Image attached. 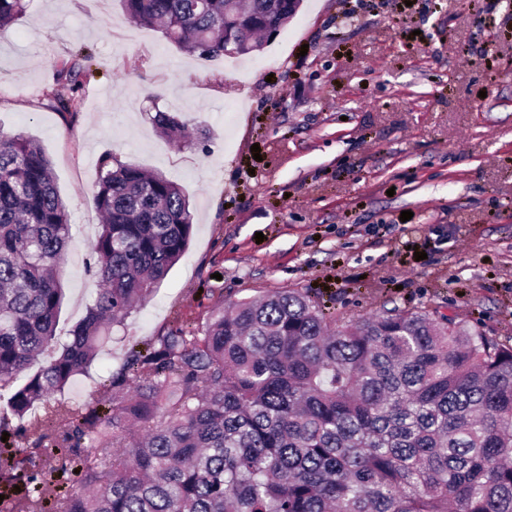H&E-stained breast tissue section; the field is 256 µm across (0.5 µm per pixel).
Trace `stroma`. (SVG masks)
I'll use <instances>...</instances> for the list:
<instances>
[{
  "mask_svg": "<svg viewBox=\"0 0 512 512\" xmlns=\"http://www.w3.org/2000/svg\"><path fill=\"white\" fill-rule=\"evenodd\" d=\"M82 50L90 70L65 107L55 70ZM159 109L193 145L156 132ZM0 130L41 146L68 204L58 335L99 286L100 159L190 198L187 252L66 398L96 400L131 345L276 291L345 317L436 308L512 336V0H303L262 50L209 62L118 0H30L0 37Z\"/></svg>",
  "mask_w": 512,
  "mask_h": 512,
  "instance_id": "obj_1",
  "label": "stroma"
}]
</instances>
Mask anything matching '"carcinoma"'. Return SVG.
Masks as SVG:
<instances>
[{
    "label": "carcinoma",
    "mask_w": 512,
    "mask_h": 512,
    "mask_svg": "<svg viewBox=\"0 0 512 512\" xmlns=\"http://www.w3.org/2000/svg\"><path fill=\"white\" fill-rule=\"evenodd\" d=\"M128 20L210 61L224 37L288 24L289 0H120ZM26 0H0V33ZM82 65L56 81L74 86ZM159 132L184 138L178 116ZM101 284L56 336L68 207L42 148L0 132V512H512V342L438 311L336 318L300 291L216 308L132 345L93 403L62 397L112 326L183 256L193 215L160 172L99 162Z\"/></svg>",
    "instance_id": "cac0c4a2"
}]
</instances>
